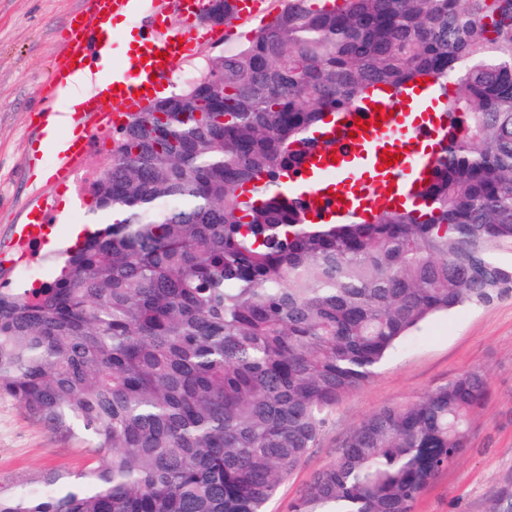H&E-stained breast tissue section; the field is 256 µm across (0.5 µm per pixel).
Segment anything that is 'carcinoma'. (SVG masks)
<instances>
[{
  "mask_svg": "<svg viewBox=\"0 0 512 512\" xmlns=\"http://www.w3.org/2000/svg\"><path fill=\"white\" fill-rule=\"evenodd\" d=\"M281 0L112 136L101 228L0 288V396L90 456L0 476V512H266L330 413L422 322L512 292V0ZM428 76L418 208L321 221L281 176L326 116ZM479 369L370 414L291 512H413L471 448Z\"/></svg>",
  "mask_w": 512,
  "mask_h": 512,
  "instance_id": "carcinoma-1",
  "label": "carcinoma"
}]
</instances>
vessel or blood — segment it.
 Masks as SVG:
<instances>
[{
	"label": "vessel or blood",
	"mask_w": 512,
	"mask_h": 512,
	"mask_svg": "<svg viewBox=\"0 0 512 512\" xmlns=\"http://www.w3.org/2000/svg\"><path fill=\"white\" fill-rule=\"evenodd\" d=\"M203 0H176L174 8L183 24L178 31L165 33L167 18L156 13L139 36L123 63L112 72V79L97 89L85 111L72 113L68 136L56 150V179L66 178L74 162L89 150L86 128L88 111H96L100 126L124 123L121 113L102 111L103 103L117 100L128 106L139 104V91L153 90L158 80L173 73L176 64L191 48L198 46V21ZM139 0H85V11L95 26L80 24L66 41L54 71L53 85L66 87L75 76L94 72L101 42L109 36V25L119 15H136ZM432 82H410L399 92L369 95L351 112L340 114L328 137L327 151L312 157L304 173L288 175L289 191L310 195L324 202V220L344 219L348 214L413 201L415 188L424 181L436 157L432 145L442 143L447 128ZM368 122L360 129L358 121ZM398 157L385 165V153ZM50 212L32 208L20 236L26 243L40 241Z\"/></svg>",
	"instance_id": "vessel-or-blood-1"
}]
</instances>
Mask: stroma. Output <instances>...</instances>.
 Wrapping results in <instances>:
<instances>
[{
  "instance_id": "stroma-1",
  "label": "stroma",
  "mask_w": 512,
  "mask_h": 512,
  "mask_svg": "<svg viewBox=\"0 0 512 512\" xmlns=\"http://www.w3.org/2000/svg\"><path fill=\"white\" fill-rule=\"evenodd\" d=\"M82 0H0V287L30 288L54 279L56 267L41 254L63 247L73 228L88 221V198L77 188L102 167L112 148V132L96 130L90 151L79 159L66 187L36 178L51 168L53 141L67 135L57 127L53 140L42 135V91L60 54L73 14ZM253 20H234L217 39L181 60L165 87L182 88L185 72L197 71L206 54L219 53L249 37ZM51 204L52 239L31 247L18 228L28 208ZM39 271L38 280L23 278ZM487 371L490 397L472 425V450L429 484L414 512H490L499 489L512 482V293L485 306L462 307L420 325L385 359L362 390L342 399L328 417L314 449L279 489L268 512H290L319 470L332 462L340 439L373 411L409 403L465 371ZM88 457L78 444L31 418L13 399L0 397V475L26 478L47 469L81 472Z\"/></svg>"
}]
</instances>
